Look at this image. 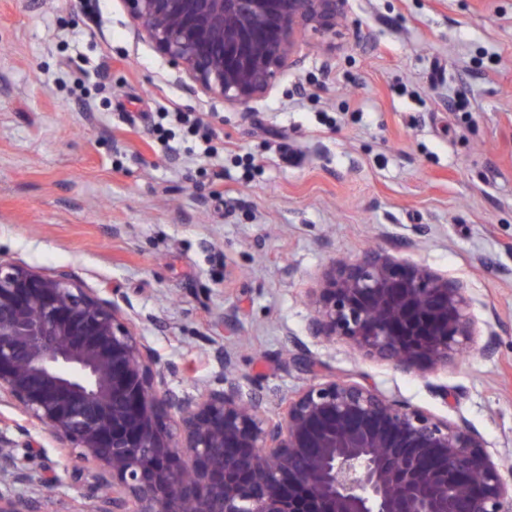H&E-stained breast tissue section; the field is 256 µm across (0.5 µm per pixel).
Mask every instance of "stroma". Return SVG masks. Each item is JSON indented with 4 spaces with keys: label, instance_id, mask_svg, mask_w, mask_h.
Returning a JSON list of instances; mask_svg holds the SVG:
<instances>
[{
    "label": "stroma",
    "instance_id": "1",
    "mask_svg": "<svg viewBox=\"0 0 512 512\" xmlns=\"http://www.w3.org/2000/svg\"><path fill=\"white\" fill-rule=\"evenodd\" d=\"M264 97L188 94L135 41L121 0H0V260L71 272L115 299L172 386L202 391L234 351L277 412L318 371L465 421L512 475V0H350ZM213 133V155L162 110ZM375 248L467 282L492 335L405 374L308 336L335 261ZM28 427L32 465L78 512L70 458Z\"/></svg>",
    "mask_w": 512,
    "mask_h": 512
}]
</instances>
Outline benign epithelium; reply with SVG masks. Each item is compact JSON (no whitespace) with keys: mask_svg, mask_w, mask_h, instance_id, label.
<instances>
[{"mask_svg":"<svg viewBox=\"0 0 512 512\" xmlns=\"http://www.w3.org/2000/svg\"><path fill=\"white\" fill-rule=\"evenodd\" d=\"M136 41L226 106L265 96L349 0H122ZM309 336L341 340L402 372L448 366L478 335L467 284L369 250L329 271ZM194 397L115 300L65 270L0 261V405L60 449L87 512H512L497 453L463 421L367 384L314 378L271 415L233 356ZM0 426V512H48L51 481L28 465L30 433Z\"/></svg>","mask_w":512,"mask_h":512,"instance_id":"7a95c632","label":"benign epithelium"}]
</instances>
